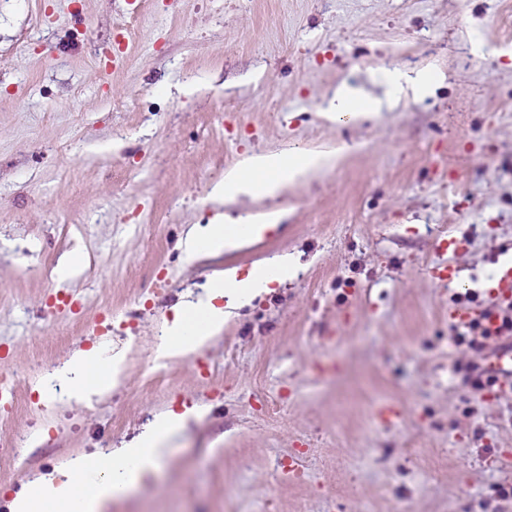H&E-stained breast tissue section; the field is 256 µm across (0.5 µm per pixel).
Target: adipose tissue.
Here are the masks:
<instances>
[{
    "label": "adipose tissue",
    "instance_id": "ef3b65f1",
    "mask_svg": "<svg viewBox=\"0 0 512 512\" xmlns=\"http://www.w3.org/2000/svg\"><path fill=\"white\" fill-rule=\"evenodd\" d=\"M326 154H253L225 173L211 189L215 199L241 195H274L288 181L321 168ZM280 212L256 217H215L203 230L190 231L184 241L193 257L232 252L262 240L277 227ZM293 266L280 258L253 266L247 273L228 268L214 277L204 297L179 304L166 321L158 347L162 357H182L200 350L233 312L256 297L285 283ZM123 357L102 355L96 348L80 350L46 381V393L64 386L71 402L91 404L109 394L121 381ZM184 415L169 412L151 421L129 445L111 451L74 458L54 472L33 479L12 502V512H104L112 499L136 491L157 479L168 456V444L177 435Z\"/></svg>",
    "mask_w": 512,
    "mask_h": 512
}]
</instances>
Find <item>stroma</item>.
<instances>
[{
    "instance_id": "stroma-1",
    "label": "stroma",
    "mask_w": 512,
    "mask_h": 512,
    "mask_svg": "<svg viewBox=\"0 0 512 512\" xmlns=\"http://www.w3.org/2000/svg\"><path fill=\"white\" fill-rule=\"evenodd\" d=\"M395 68L435 84L370 119L324 116L344 85L384 97L375 77ZM281 152L334 164L276 196L210 197ZM272 211L240 250L178 247L216 213ZM508 254L512 0H0V512L193 407L162 476L107 512H512V391L465 385L487 354L451 315L484 304ZM284 255L287 282L194 355L158 357L174 306ZM97 342L123 352L121 385L42 404L39 384Z\"/></svg>"
}]
</instances>
